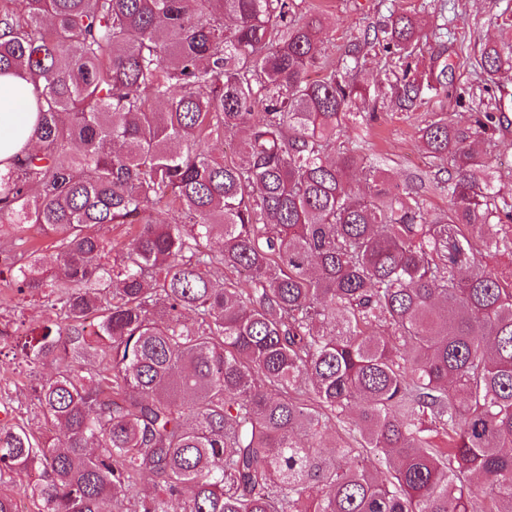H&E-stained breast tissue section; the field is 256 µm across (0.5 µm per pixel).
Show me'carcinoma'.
Masks as SVG:
<instances>
[{
	"instance_id": "obj_1",
	"label": "carcinoma",
	"mask_w": 512,
	"mask_h": 512,
	"mask_svg": "<svg viewBox=\"0 0 512 512\" xmlns=\"http://www.w3.org/2000/svg\"><path fill=\"white\" fill-rule=\"evenodd\" d=\"M322 28L293 0H0V73L38 112L0 170V261L62 315L13 355L51 371L37 424L0 426V512L14 473L36 512H512V199L443 112L421 139L448 210L392 193L340 140L376 105L306 77ZM419 37L397 16L382 49ZM506 65L484 47L487 84ZM155 206L172 220L110 244Z\"/></svg>"
}]
</instances>
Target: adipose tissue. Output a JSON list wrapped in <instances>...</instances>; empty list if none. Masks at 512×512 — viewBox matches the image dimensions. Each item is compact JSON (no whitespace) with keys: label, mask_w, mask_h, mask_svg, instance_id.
Masks as SVG:
<instances>
[{"label":"adipose tissue","mask_w":512,"mask_h":512,"mask_svg":"<svg viewBox=\"0 0 512 512\" xmlns=\"http://www.w3.org/2000/svg\"><path fill=\"white\" fill-rule=\"evenodd\" d=\"M35 88L17 73L0 75V169L32 149L30 133L37 121Z\"/></svg>","instance_id":"obj_1"}]
</instances>
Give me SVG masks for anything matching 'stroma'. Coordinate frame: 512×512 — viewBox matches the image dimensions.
<instances>
[{
	"mask_svg": "<svg viewBox=\"0 0 512 512\" xmlns=\"http://www.w3.org/2000/svg\"><path fill=\"white\" fill-rule=\"evenodd\" d=\"M296 14L321 15L325 22L324 65L343 69L344 49L354 39L380 32L389 15L405 13L421 29L419 48L411 63L386 57L372 48L354 71L369 103L379 108L377 121L347 123L346 141L386 169L392 183L411 185L424 206L440 212L448 207L447 192L436 189V172L425 153L419 130L447 113L456 128L473 125L472 115L491 109L484 76L476 64L485 43L512 38V0H295ZM410 74L420 87L421 106L414 112H394L390 102L403 74ZM469 145L487 154L497 178L512 189V110H505L493 139L472 137ZM10 274L0 275V324L10 330L34 326L48 314L39 296L21 294L10 283ZM13 344L9 333L0 336V414L32 416L31 386L36 375L26 365L8 358Z\"/></svg>",
	"mask_w": 512,
	"mask_h": 512,
	"instance_id": "1",
	"label": "stroma"
}]
</instances>
